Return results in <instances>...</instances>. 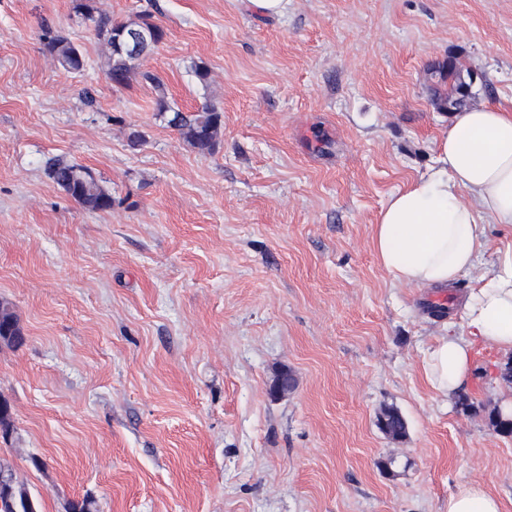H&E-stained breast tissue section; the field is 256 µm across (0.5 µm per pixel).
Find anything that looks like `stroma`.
<instances>
[{
  "label": "stroma",
  "mask_w": 512,
  "mask_h": 512,
  "mask_svg": "<svg viewBox=\"0 0 512 512\" xmlns=\"http://www.w3.org/2000/svg\"><path fill=\"white\" fill-rule=\"evenodd\" d=\"M98 5L151 13L165 38L141 69L183 111L215 103L224 129L200 157L150 83L112 87L71 0H0V300L25 336L0 348V462L39 512L86 496L97 512H448L463 482L512 512V437L489 423L506 356L475 349L470 412L422 371L449 323L433 307L468 294L512 231L487 225L451 289L394 282L371 242L448 130L435 66L456 57L481 77L476 104L512 107V0ZM48 27L82 72L53 60ZM51 157L89 168L111 210L68 197ZM283 369L296 384L275 398ZM387 407L401 440L378 427ZM46 49L58 64L67 72H80L85 66V57L81 49L67 37L52 34L45 29ZM386 420V431H384L380 422ZM378 426L380 430L387 436L393 438L405 437L407 434V423L403 415L396 408L390 407L385 409L378 419Z\"/></svg>",
  "instance_id": "obj_1"
}]
</instances>
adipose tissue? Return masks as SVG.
<instances>
[{"mask_svg": "<svg viewBox=\"0 0 512 512\" xmlns=\"http://www.w3.org/2000/svg\"><path fill=\"white\" fill-rule=\"evenodd\" d=\"M512 228V110L471 107L452 116L432 166L390 194L373 226L372 246L397 282L448 288L470 270L486 244L485 227ZM463 333L448 331L426 350L423 376L443 397L457 394L484 343L512 354V248L458 308ZM448 512H502L476 483L448 498Z\"/></svg>", "mask_w": 512, "mask_h": 512, "instance_id": "adipose-tissue-1", "label": "adipose tissue"}]
</instances>
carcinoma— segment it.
<instances>
[{
  "mask_svg": "<svg viewBox=\"0 0 512 512\" xmlns=\"http://www.w3.org/2000/svg\"><path fill=\"white\" fill-rule=\"evenodd\" d=\"M72 10L95 25L97 35L106 45L104 73L112 86L126 87L138 68V62L156 48L164 39L163 28L151 21L148 14L136 21L114 22L100 13L96 0H71ZM46 49L66 71L80 72L85 66L81 49L68 38L45 33ZM469 71L462 69L458 62L447 68L441 75L439 86L431 88L435 104L445 110L449 107L458 111L469 107V102L458 96V86ZM143 77L154 84L158 93L156 103L159 114H170L168 125L176 129L181 138L201 156L211 155L220 144L224 121L221 109L213 103H206L196 111L186 114L170 104L164 83L149 71ZM49 178L71 199L92 211L112 209V194L99 184L92 172L77 163L54 160L48 163ZM24 343L23 329L14 309L6 302H0V344L18 347ZM379 419L386 420L384 434L393 438L407 434V423L396 408L385 409ZM490 423L503 436L512 435V418L494 410ZM37 504L26 485L17 482L11 470L0 464V512H28L27 506Z\"/></svg>",
  "mask_w": 512,
  "mask_h": 512,
  "instance_id": "cac0c4a2",
  "label": "carcinoma"
}]
</instances>
